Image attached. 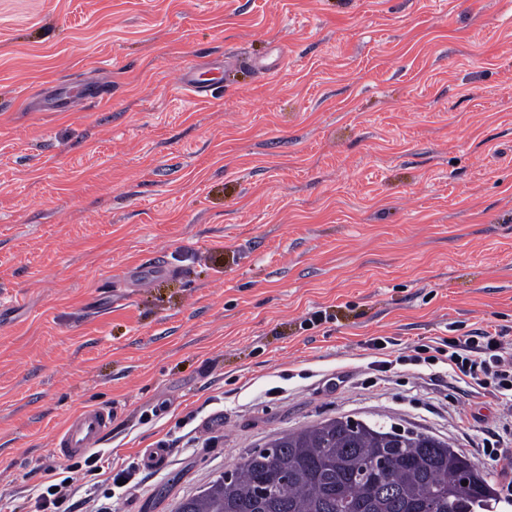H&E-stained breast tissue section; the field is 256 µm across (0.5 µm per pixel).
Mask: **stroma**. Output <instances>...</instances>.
Wrapping results in <instances>:
<instances>
[{"label":"stroma","instance_id":"stroma-1","mask_svg":"<svg viewBox=\"0 0 512 512\" xmlns=\"http://www.w3.org/2000/svg\"><path fill=\"white\" fill-rule=\"evenodd\" d=\"M227 56L286 63L180 89ZM63 81L112 97L57 112ZM477 328L512 340V0H0V512H33L94 406L118 414L85 512H174L340 416L449 441L502 487L495 396L443 363L370 382ZM208 72H201L191 65L183 68L181 73V85L190 93L198 98L208 97V93L213 85L212 79L206 78Z\"/></svg>","mask_w":512,"mask_h":512}]
</instances>
